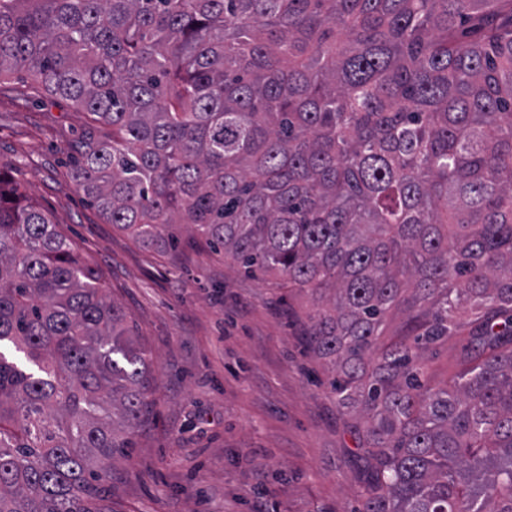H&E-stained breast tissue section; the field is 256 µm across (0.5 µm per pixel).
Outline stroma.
I'll return each mask as SVG.
<instances>
[{"label": "stroma", "instance_id": "stroma-1", "mask_svg": "<svg viewBox=\"0 0 512 512\" xmlns=\"http://www.w3.org/2000/svg\"><path fill=\"white\" fill-rule=\"evenodd\" d=\"M0 80V173L25 190L94 269L151 354L150 415L108 471L114 512H356L353 433L302 335L307 302L248 278L195 240L146 248L106 223L71 176L92 116Z\"/></svg>", "mask_w": 512, "mask_h": 512}]
</instances>
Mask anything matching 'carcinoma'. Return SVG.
I'll return each instance as SVG.
<instances>
[{"mask_svg":"<svg viewBox=\"0 0 512 512\" xmlns=\"http://www.w3.org/2000/svg\"><path fill=\"white\" fill-rule=\"evenodd\" d=\"M18 70L107 129L72 178L108 223L184 224L306 297L358 512H512V0H0ZM463 327L435 380L423 354ZM151 383L0 175V512H104Z\"/></svg>","mask_w":512,"mask_h":512,"instance_id":"carcinoma-1","label":"carcinoma"}]
</instances>
